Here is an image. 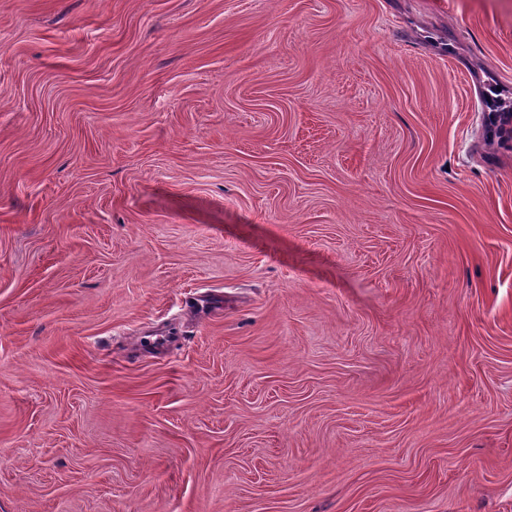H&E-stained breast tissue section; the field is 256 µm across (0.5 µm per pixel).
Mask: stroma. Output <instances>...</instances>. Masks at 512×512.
I'll return each instance as SVG.
<instances>
[{"instance_id": "1", "label": "stroma", "mask_w": 512, "mask_h": 512, "mask_svg": "<svg viewBox=\"0 0 512 512\" xmlns=\"http://www.w3.org/2000/svg\"><path fill=\"white\" fill-rule=\"evenodd\" d=\"M0 512H512V0H0Z\"/></svg>"}]
</instances>
